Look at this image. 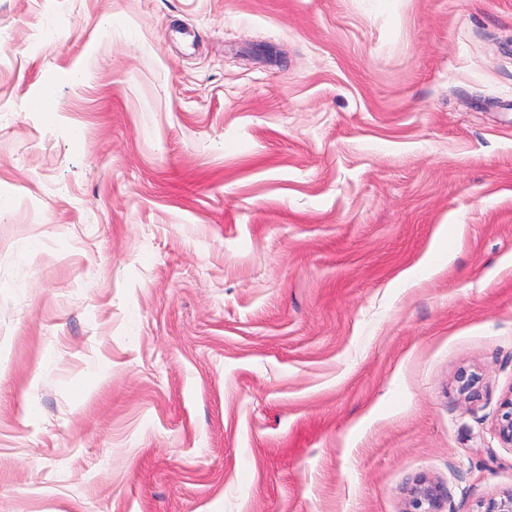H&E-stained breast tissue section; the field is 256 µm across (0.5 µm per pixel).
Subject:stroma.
I'll list each match as a JSON object with an SVG mask.
<instances>
[{
    "mask_svg": "<svg viewBox=\"0 0 512 512\" xmlns=\"http://www.w3.org/2000/svg\"><path fill=\"white\" fill-rule=\"evenodd\" d=\"M511 389L512 0H0V512H475ZM457 392L466 402H472L478 397L480 376L475 372L461 370L455 379ZM448 489L439 481L420 476L407 489L403 512H445Z\"/></svg>",
    "mask_w": 512,
    "mask_h": 512,
    "instance_id": "1",
    "label": "stroma"
}]
</instances>
